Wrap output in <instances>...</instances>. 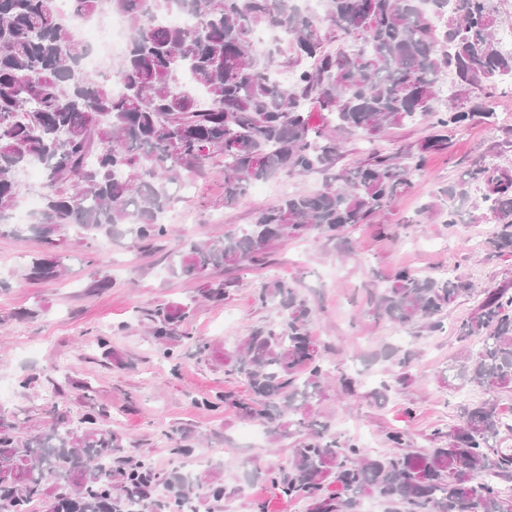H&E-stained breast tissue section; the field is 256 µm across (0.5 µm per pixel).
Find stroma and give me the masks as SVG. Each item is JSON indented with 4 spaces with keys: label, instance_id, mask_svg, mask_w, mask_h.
I'll list each match as a JSON object with an SVG mask.
<instances>
[{
    "label": "stroma",
    "instance_id": "1",
    "mask_svg": "<svg viewBox=\"0 0 512 512\" xmlns=\"http://www.w3.org/2000/svg\"><path fill=\"white\" fill-rule=\"evenodd\" d=\"M464 98L471 105L490 103V123L453 130L447 148L429 153L412 188L385 216L348 228L337 239L275 242L260 268L211 270L210 279L228 285L219 303L201 297L200 280L170 272L178 242L246 227L285 190L320 189L321 175L261 182L228 207L224 160L214 158L203 172L174 187L175 202L165 217L173 236L145 251L129 232L102 238L68 228L59 253L63 275L51 282L23 277L44 245L28 229L29 212L16 208V231L0 234V416L23 436L52 426L76 427L85 414L98 415L103 428L120 436L121 456L143 460L165 475L179 471L180 449L216 451L214 463L233 492L217 506L198 501L196 512H255L260 504L266 512H307V503L280 497L263 477L287 466L291 439L275 444L264 433L258 447H245L246 419L236 409L209 406L227 390L246 395L245 382L226 372L224 357L250 329L273 318V310L255 297L264 282L280 278L312 307L311 330L326 348L333 377L347 374L361 381L354 395L336 387L326 392L315 403L313 418L375 451H384L383 435L393 427L406 430L414 447H430L433 430L453 424L457 403L479 397L478 391L458 388L451 373L460 349L456 330L478 300L460 299L443 331L413 340L420 356L412 378L383 403L372 391L390 378L391 365L377 353L397 338L392 324L374 316L369 291L403 268L430 276L452 269L479 289L512 285V254L496 252L491 244L496 223L463 217L449 224L442 194L475 163L489 161L512 172V87L498 86L489 101L477 89ZM430 133L428 122L418 118L378 139L344 137L340 164L356 166L373 150L393 153ZM102 265L111 282L99 288ZM165 303L191 309L171 359L161 356L141 320L144 309ZM201 343L207 344L206 353H198ZM25 378L31 381L26 389L20 385Z\"/></svg>",
    "mask_w": 512,
    "mask_h": 512
}]
</instances>
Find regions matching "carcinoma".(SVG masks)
Returning <instances> with one entry per match:
<instances>
[{"label":"carcinoma","instance_id":"1","mask_svg":"<svg viewBox=\"0 0 512 512\" xmlns=\"http://www.w3.org/2000/svg\"><path fill=\"white\" fill-rule=\"evenodd\" d=\"M59 2L0 0V233L25 191L23 168L39 165L43 205L29 230L45 250L28 267L33 281L61 275L67 227L110 237L127 226L149 243L171 236L163 222L173 203L168 185L214 156L224 157L226 206L257 181L324 173L319 190L284 195L240 232L178 245L172 273L201 280V296L220 301L224 284L208 280L209 270L260 265L276 241L333 237L381 215L412 187L426 154L447 145L448 132L490 116L488 104L465 108L453 95L438 110L442 76L452 74L459 89L486 90L487 99L498 78L512 76V50L500 46L489 0H428L427 11L422 0H324L320 17L296 0H108L131 29L117 67L95 75L79 72L88 47L74 23L94 14L100 0H68L69 24ZM174 8L197 26L155 23ZM259 27L281 39L256 46ZM334 42L352 49H328ZM310 105L324 117L319 126L310 122ZM417 117L438 133L414 149L338 166L341 137L379 138ZM471 181L485 193L471 196ZM443 195L448 223L463 212L474 222L492 219L499 224L493 247L512 253V175L479 165ZM474 291L459 275L404 269L370 297L377 318L419 337L441 330L448 309ZM481 295L457 328L461 356L453 371L459 387L478 388L482 397L459 405L456 423L434 431L439 446L415 448L407 432L392 428L383 437L390 451L380 453L310 418L331 375L310 331L313 310L290 282H266L257 300L275 317L224 357L252 398L226 392L220 403L274 439H294L288 468L267 472L278 494L309 502V512H358L365 496L378 497L385 512H512V423L501 404L512 392V290ZM188 314L180 304L144 312L163 357L173 356ZM377 356L393 366L392 381L374 392L384 399L411 380L417 353L388 346ZM119 447L121 438L93 416L83 427L28 438L0 417V512H31L47 499L53 512H128L131 501L139 512H164L155 498L160 484L182 503L224 500L219 469L184 477L142 461L114 468ZM50 473L58 478L52 492Z\"/></svg>","mask_w":512,"mask_h":512}]
</instances>
